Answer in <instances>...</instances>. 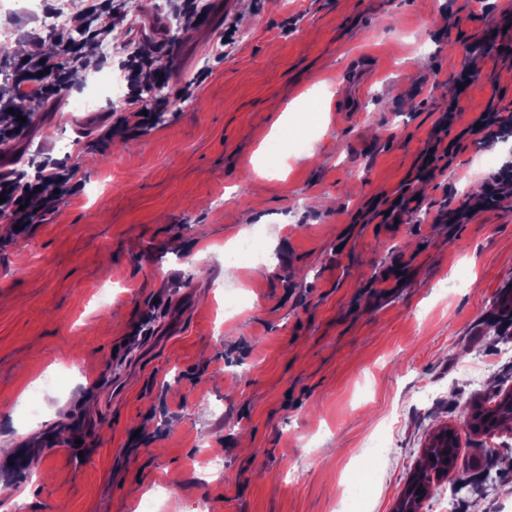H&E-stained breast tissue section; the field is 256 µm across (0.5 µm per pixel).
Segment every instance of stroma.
I'll use <instances>...</instances> for the list:
<instances>
[{
    "mask_svg": "<svg viewBox=\"0 0 512 512\" xmlns=\"http://www.w3.org/2000/svg\"><path fill=\"white\" fill-rule=\"evenodd\" d=\"M16 11L20 57L61 65L70 31L93 8L125 19L130 54L75 67L38 121L0 151L72 174L57 209L33 204L18 234L0 217V435L36 449L35 480L16 512H138L145 491L170 483L164 512H345L347 463L380 442L373 489L359 512H393L440 430L458 436L455 468L433 481L419 512H438L449 485L463 512H512V421L473 432L476 405L512 390V197L464 224L438 212L473 206L479 159L512 163V138L461 139L428 182L414 164L459 68L478 61L449 137L488 107L512 110V58L485 28L512 23V0H212L210 28L183 23V0H85L69 32L47 33ZM181 26H173V19ZM166 75L163 111L126 126L124 105L81 103L129 58ZM317 103L313 118L300 101ZM309 131L305 151L281 144L257 179L260 148L280 117ZM77 137L71 156L61 135ZM410 188L420 212L369 222L384 198ZM257 235L264 255L228 267L224 246ZM467 281L454 286L458 272ZM245 285L254 303L224 314L212 280ZM108 302H101L102 292ZM483 367L471 385L467 367ZM38 413L25 398L44 377ZM423 384L451 397L420 405ZM85 432L83 449L70 438ZM219 449L224 478H196V446Z\"/></svg>",
    "mask_w": 512,
    "mask_h": 512,
    "instance_id": "35a3bbf8",
    "label": "stroma"
}]
</instances>
